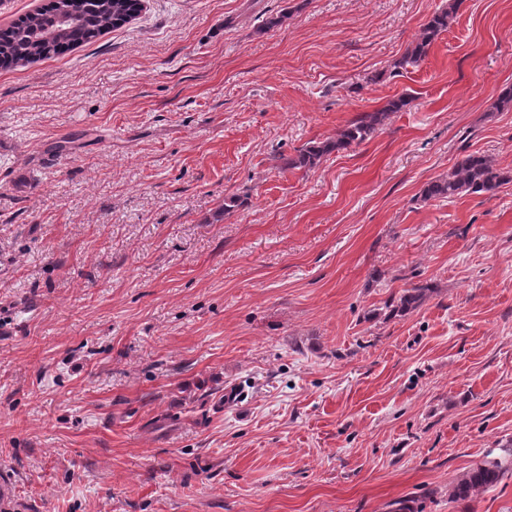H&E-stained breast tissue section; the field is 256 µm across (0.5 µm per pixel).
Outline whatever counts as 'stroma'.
<instances>
[{
    "mask_svg": "<svg viewBox=\"0 0 512 512\" xmlns=\"http://www.w3.org/2000/svg\"><path fill=\"white\" fill-rule=\"evenodd\" d=\"M444 2L145 0L0 68V512H512L449 497L512 444V182L420 198L512 173V0L394 73ZM409 104L405 95L393 98L387 105L373 112H361L353 117L336 133V138L322 142L309 143L298 151L295 158L289 159L288 165L293 168L311 169L320 164L330 153L363 143L383 127L395 112H401ZM509 180L489 156L472 153L455 164L447 175L430 182L421 198L428 201L473 194L493 196Z\"/></svg>",
    "mask_w": 512,
    "mask_h": 512,
    "instance_id": "1",
    "label": "stroma"
}]
</instances>
